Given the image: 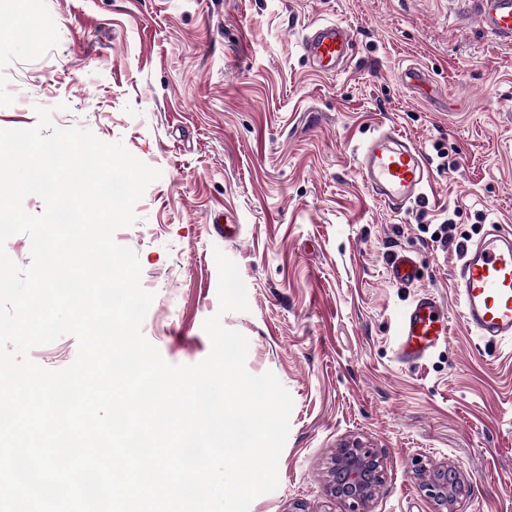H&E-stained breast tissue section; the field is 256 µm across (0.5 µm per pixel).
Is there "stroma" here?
Here are the masks:
<instances>
[{"mask_svg": "<svg viewBox=\"0 0 512 512\" xmlns=\"http://www.w3.org/2000/svg\"><path fill=\"white\" fill-rule=\"evenodd\" d=\"M317 21L353 30L337 74L301 48ZM21 25L0 45V129L49 108L162 172L114 240L139 256L155 295L142 332L168 363L206 358L215 251L238 266L249 309L222 323L248 338L247 371L293 398L279 486L249 512H347L324 478L348 443L385 460L371 512H436L416 473L444 461L466 483L458 512H512V344L455 318L423 365L393 358L416 289L451 300L461 243L512 231V44L468 0H28ZM410 64L431 89L400 83ZM379 124L432 172L427 200L400 212L357 170ZM447 220L445 246L430 232ZM396 252L417 259L416 287L389 279Z\"/></svg>", "mask_w": 512, "mask_h": 512, "instance_id": "35a3bbf8", "label": "stroma"}]
</instances>
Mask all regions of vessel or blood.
Returning <instances> with one entry per match:
<instances>
[{"label": "vessel or blood", "instance_id": "obj_1", "mask_svg": "<svg viewBox=\"0 0 512 512\" xmlns=\"http://www.w3.org/2000/svg\"><path fill=\"white\" fill-rule=\"evenodd\" d=\"M483 29L496 40L512 43V0H473ZM302 48L319 71H341L352 52L350 30L335 21L312 25ZM356 159L367 188L395 210L421 201L432 183L421 148L390 126L375 132L356 148ZM394 282L414 285L420 278L417 260L404 252L389 262ZM452 301L425 290L402 312L394 359L402 366L422 365L449 343V315L458 312L467 331L488 343L512 342V232L491 225L478 240L465 245L455 265Z\"/></svg>", "mask_w": 512, "mask_h": 512}]
</instances>
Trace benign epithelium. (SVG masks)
<instances>
[{"mask_svg": "<svg viewBox=\"0 0 512 512\" xmlns=\"http://www.w3.org/2000/svg\"><path fill=\"white\" fill-rule=\"evenodd\" d=\"M385 463L377 454L346 445L336 449L327 470L326 492L348 506L350 512H367L383 482ZM421 488L438 506L439 512H457L465 493L460 471L453 465L437 464L421 474Z\"/></svg>", "mask_w": 512, "mask_h": 512, "instance_id": "obj_1", "label": "benign epithelium"}]
</instances>
